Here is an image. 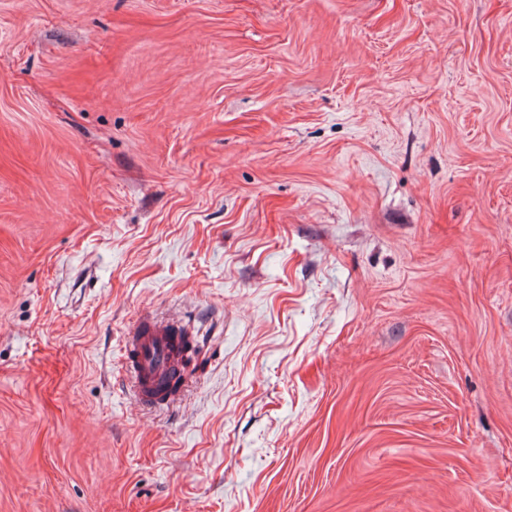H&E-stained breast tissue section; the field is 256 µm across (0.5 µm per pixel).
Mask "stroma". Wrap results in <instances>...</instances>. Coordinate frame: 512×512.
Masks as SVG:
<instances>
[{
    "mask_svg": "<svg viewBox=\"0 0 512 512\" xmlns=\"http://www.w3.org/2000/svg\"><path fill=\"white\" fill-rule=\"evenodd\" d=\"M0 512H512V0H0ZM199 343L180 326L144 314L122 340V359L134 401L141 407L169 412L183 396L185 376L176 384L173 375L183 368L184 357Z\"/></svg>",
    "mask_w": 512,
    "mask_h": 512,
    "instance_id": "1",
    "label": "stroma"
}]
</instances>
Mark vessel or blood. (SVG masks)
Returning a JSON list of instances; mask_svg holds the SVG:
<instances>
[{
  "instance_id": "1",
  "label": "vessel or blood",
  "mask_w": 512,
  "mask_h": 512,
  "mask_svg": "<svg viewBox=\"0 0 512 512\" xmlns=\"http://www.w3.org/2000/svg\"><path fill=\"white\" fill-rule=\"evenodd\" d=\"M198 339L180 326L144 314L122 340V359L134 401L141 407L167 412L183 396L185 383L174 374L182 370L189 347Z\"/></svg>"
}]
</instances>
